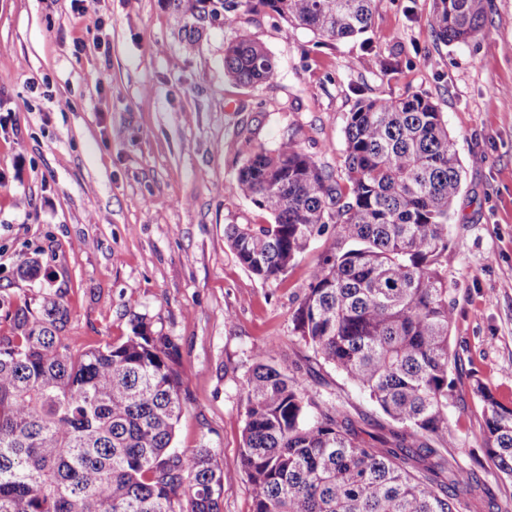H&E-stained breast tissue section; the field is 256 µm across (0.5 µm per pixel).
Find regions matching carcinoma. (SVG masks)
Wrapping results in <instances>:
<instances>
[{"label": "carcinoma", "instance_id": "1", "mask_svg": "<svg viewBox=\"0 0 512 512\" xmlns=\"http://www.w3.org/2000/svg\"><path fill=\"white\" fill-rule=\"evenodd\" d=\"M186 31L262 7L323 43L366 33L375 0H169ZM489 0H434L429 25L444 44L482 33ZM395 74L402 60L371 50ZM277 64L240 35L224 74L254 86ZM341 177L295 138L246 152L238 193L270 218L229 224L227 243L253 274L278 278L333 225L293 313V330L398 425L357 439L344 402L329 403L271 350L254 354L245 389L241 464L253 512H456L481 487L449 456L457 404L449 379L455 300L448 288V221L464 167L437 106L412 94L361 98L344 128ZM60 290L20 298L0 324V512H222L224 463L210 448L172 451L184 410L175 347L133 316L114 344L71 345ZM485 461L512 482V407L480 381Z\"/></svg>", "mask_w": 512, "mask_h": 512}]
</instances>
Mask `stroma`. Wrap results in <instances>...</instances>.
<instances>
[{
	"instance_id": "stroma-1",
	"label": "stroma",
	"mask_w": 512,
	"mask_h": 512,
	"mask_svg": "<svg viewBox=\"0 0 512 512\" xmlns=\"http://www.w3.org/2000/svg\"><path fill=\"white\" fill-rule=\"evenodd\" d=\"M432 0H376L367 38L399 55L381 72L364 39L319 44L264 11L213 21L194 39L168 0H0V317L16 297L65 289L69 336L84 348L121 342L131 319L176 346L186 409L175 447L224 459L223 512H252L240 462L245 385L272 349L322 399L343 400L360 438L385 416L293 330L321 242L276 280L244 268L229 224L269 217L236 189L246 145L296 137L333 171L358 95L417 92L436 103L465 169L448 223L450 346L458 403L452 453L484 456L481 381L512 407V0H491L480 36L444 44ZM247 34L277 63L260 86L224 75V45ZM38 260L24 281L18 264Z\"/></svg>"
}]
</instances>
